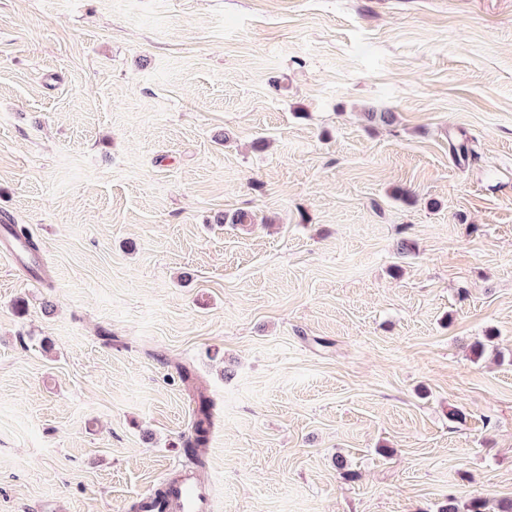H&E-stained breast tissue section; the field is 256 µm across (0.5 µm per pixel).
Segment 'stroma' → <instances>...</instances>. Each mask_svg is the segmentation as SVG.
I'll return each mask as SVG.
<instances>
[{
    "instance_id": "1",
    "label": "stroma",
    "mask_w": 512,
    "mask_h": 512,
    "mask_svg": "<svg viewBox=\"0 0 512 512\" xmlns=\"http://www.w3.org/2000/svg\"><path fill=\"white\" fill-rule=\"evenodd\" d=\"M2 214L0 512H130L183 365L214 512L512 499V0H0ZM13 232L19 238L25 239L31 251L38 252V243L30 236L25 227L14 224ZM16 236L3 232L0 237V256H6L14 264L29 266L37 270L38 273H42L45 270L43 261L35 254L29 252L24 241ZM195 409L194 422L192 424L191 436L187 442V452L190 456L195 458L199 463L201 462V455L203 449L207 447L209 441V423L212 416V428L216 426L219 417L215 414L212 415V405L210 400L201 391H197L196 399H194Z\"/></svg>"
}]
</instances>
